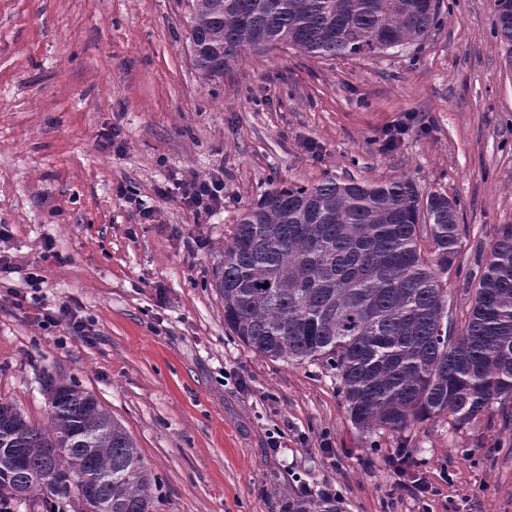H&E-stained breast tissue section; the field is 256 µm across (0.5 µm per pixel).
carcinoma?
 Instances as JSON below:
<instances>
[{"instance_id":"1","label":"carcinoma","mask_w":512,"mask_h":512,"mask_svg":"<svg viewBox=\"0 0 512 512\" xmlns=\"http://www.w3.org/2000/svg\"><path fill=\"white\" fill-rule=\"evenodd\" d=\"M512 42V0H493ZM440 22L434 0H191L188 40L207 81L245 52L370 57ZM457 203L407 177L278 184L248 204L213 271L224 325L253 351L336 370L352 425L402 432L466 425L512 398V227L493 243L460 330L448 270L462 246ZM47 424L0 402V501L44 512H155L156 479L98 398L49 377ZM284 512H340L288 493Z\"/></svg>"}]
</instances>
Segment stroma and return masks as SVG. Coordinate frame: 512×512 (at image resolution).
<instances>
[{"label": "stroma", "mask_w": 512, "mask_h": 512, "mask_svg": "<svg viewBox=\"0 0 512 512\" xmlns=\"http://www.w3.org/2000/svg\"><path fill=\"white\" fill-rule=\"evenodd\" d=\"M189 15L188 0H0V255L15 268L0 278V401L44 423L46 377L94 393L157 477V512H283L289 491L328 484L341 512H512V400L462 427L360 433L335 370L248 349L211 286L243 207L276 183L404 176L458 203L463 326L512 227V43L491 0H440V24L403 49L246 53L210 84ZM213 173L211 214L156 193ZM34 266L43 307L69 305L92 338L13 305Z\"/></svg>", "instance_id": "obj_1"}]
</instances>
